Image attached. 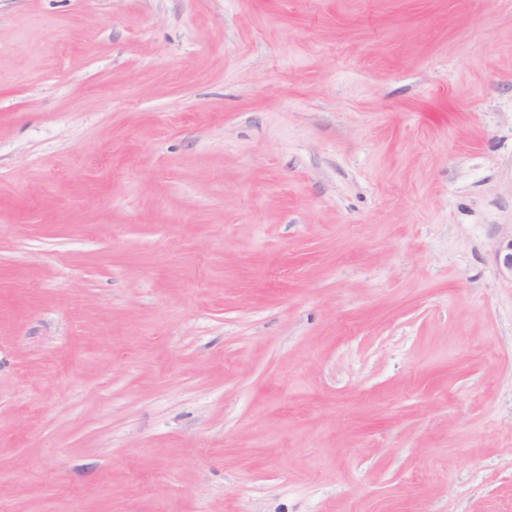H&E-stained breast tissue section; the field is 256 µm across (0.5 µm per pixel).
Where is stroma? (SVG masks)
I'll use <instances>...</instances> for the list:
<instances>
[{
    "instance_id": "stroma-1",
    "label": "stroma",
    "mask_w": 512,
    "mask_h": 512,
    "mask_svg": "<svg viewBox=\"0 0 512 512\" xmlns=\"http://www.w3.org/2000/svg\"><path fill=\"white\" fill-rule=\"evenodd\" d=\"M512 0H0V512H512Z\"/></svg>"
}]
</instances>
